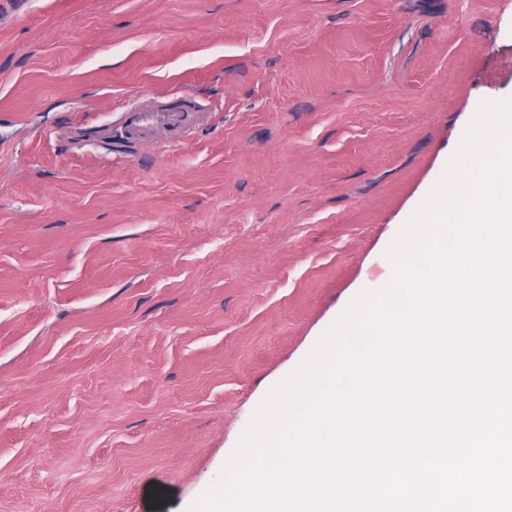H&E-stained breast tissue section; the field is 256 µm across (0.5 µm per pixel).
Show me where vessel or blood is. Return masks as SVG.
I'll list each match as a JSON object with an SVG mask.
<instances>
[{"instance_id": "1", "label": "vessel or blood", "mask_w": 512, "mask_h": 512, "mask_svg": "<svg viewBox=\"0 0 512 512\" xmlns=\"http://www.w3.org/2000/svg\"><path fill=\"white\" fill-rule=\"evenodd\" d=\"M201 121V105L177 90L170 94L166 103L150 111L138 104L124 106L107 129L106 136L119 146L149 138L160 128L175 138L198 126Z\"/></svg>"}]
</instances>
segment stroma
Returning a JSON list of instances; mask_svg holds the SVG:
<instances>
[{
    "instance_id": "35a3bbf8",
    "label": "stroma",
    "mask_w": 512,
    "mask_h": 512,
    "mask_svg": "<svg viewBox=\"0 0 512 512\" xmlns=\"http://www.w3.org/2000/svg\"><path fill=\"white\" fill-rule=\"evenodd\" d=\"M507 97L512 0H0V512H204ZM201 112L206 111L193 98L175 90L166 103L150 111L139 103L124 106L105 134L116 146L149 138L160 128L168 131V140L180 138L201 123Z\"/></svg>"
}]
</instances>
